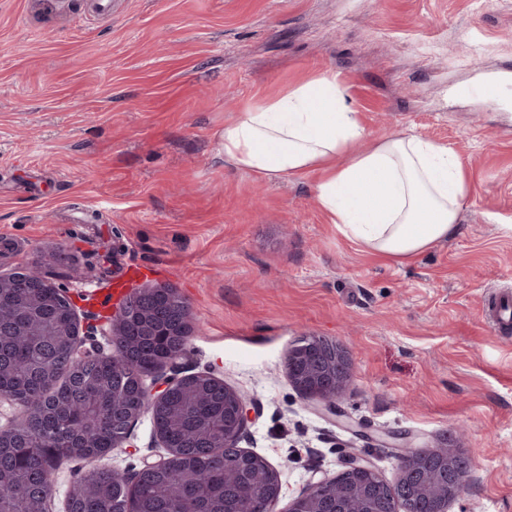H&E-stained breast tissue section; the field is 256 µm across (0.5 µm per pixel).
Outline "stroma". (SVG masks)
<instances>
[{
  "mask_svg": "<svg viewBox=\"0 0 512 512\" xmlns=\"http://www.w3.org/2000/svg\"><path fill=\"white\" fill-rule=\"evenodd\" d=\"M510 67L512 0H0V272L63 247L43 272L102 344L118 293L176 288L180 369L253 401L240 446L276 469L280 512L348 455L395 482L399 433L472 460L449 512H512V333L484 310L512 291ZM325 70L369 138L454 150L470 196L448 241L396 262L328 223L320 172L225 160L226 122ZM305 336L351 360L337 417L288 379ZM164 453L145 415L98 464Z\"/></svg>",
  "mask_w": 512,
  "mask_h": 512,
  "instance_id": "obj_1",
  "label": "stroma"
}]
</instances>
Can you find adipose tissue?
I'll list each match as a JSON object with an SVG mask.
<instances>
[{
  "label": "adipose tissue",
  "instance_id": "adipose-tissue-1",
  "mask_svg": "<svg viewBox=\"0 0 512 512\" xmlns=\"http://www.w3.org/2000/svg\"><path fill=\"white\" fill-rule=\"evenodd\" d=\"M365 136L324 72L225 124L224 157L271 181L322 171L315 201L329 223L398 261L452 237L468 197L452 148L400 132L356 150Z\"/></svg>",
  "mask_w": 512,
  "mask_h": 512
}]
</instances>
